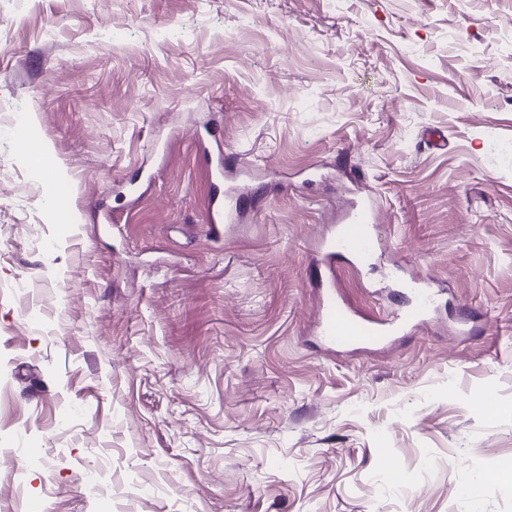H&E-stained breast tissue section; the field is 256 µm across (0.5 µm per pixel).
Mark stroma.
<instances>
[{
	"instance_id": "35a3bbf8",
	"label": "stroma",
	"mask_w": 512,
	"mask_h": 512,
	"mask_svg": "<svg viewBox=\"0 0 512 512\" xmlns=\"http://www.w3.org/2000/svg\"><path fill=\"white\" fill-rule=\"evenodd\" d=\"M0 105V512H512V0H0ZM225 211L224 201L219 199L217 195V186L214 182L210 184V193L208 195V213H209V224L211 226H217L222 224L224 219L225 222L232 223L237 217L238 212V199L234 198L231 190H225ZM227 202V203H226ZM375 204L372 199L364 198L348 215L346 224L341 225L337 233L323 242L318 251L317 264L329 265L335 274L333 264L336 255L366 257L376 253L380 246L375 228ZM415 306L391 314L363 316L342 305L336 298L322 301L316 324L319 336L329 344L348 348L359 345L379 344L392 334L393 326H418L429 315L435 303L432 288L420 287Z\"/></svg>"
}]
</instances>
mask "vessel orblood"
I'll return each mask as SVG.
<instances>
[{
	"mask_svg": "<svg viewBox=\"0 0 512 512\" xmlns=\"http://www.w3.org/2000/svg\"><path fill=\"white\" fill-rule=\"evenodd\" d=\"M375 211L372 199L366 198L359 202L349 213L346 224L341 225L335 235L323 242L318 251L319 263L333 264L336 256L345 253L356 257L376 253L380 241L373 232ZM237 212L238 200L232 191H225L221 196L209 193L210 225L234 222ZM434 303L432 288L423 286L419 289L415 306L390 314L364 316L330 297L321 303L316 331L327 343L336 347L379 344L391 335L394 326L415 327L422 324Z\"/></svg>",
	"mask_w": 512,
	"mask_h": 512,
	"instance_id": "b4317fda",
	"label": "vessel or blood"
}]
</instances>
